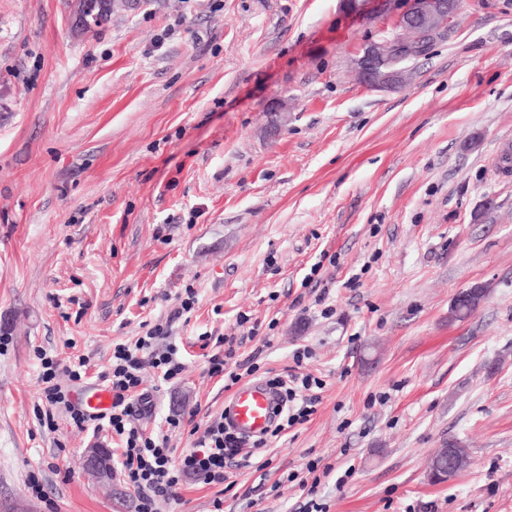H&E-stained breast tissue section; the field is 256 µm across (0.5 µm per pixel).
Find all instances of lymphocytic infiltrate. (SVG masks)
<instances>
[{
    "instance_id": "f902f5d3",
    "label": "lymphocytic infiltrate",
    "mask_w": 512,
    "mask_h": 512,
    "mask_svg": "<svg viewBox=\"0 0 512 512\" xmlns=\"http://www.w3.org/2000/svg\"><path fill=\"white\" fill-rule=\"evenodd\" d=\"M177 301L170 321L147 327L134 344L113 346L110 364L97 374L98 380L112 392V406L98 417H91L81 405L72 403L69 394L70 385L87 378L88 359L73 355L61 361L43 350L36 353L41 368V396L37 406L40 425L55 428V412L62 409L76 428H86L93 422L116 436L120 472L136 495L137 512H153L160 499L181 502L179 490L185 477L194 476L205 484L220 487L227 480V466L253 465L260 471L265 468L264 463H253L251 453L245 450L246 440L226 430L222 420L216 419L202 426L196 424L197 413L192 410L169 418L163 430L155 431L138 424V417L152 409L151 397L142 386L145 368H153L165 382L179 379L185 369L180 350L170 343L169 336L173 321L194 310L198 293L193 287H186L178 294ZM200 340L206 351L207 375L223 380L225 389H232L243 375L257 373L254 360L240 359V344L236 338L205 333ZM266 384L282 398V406L277 412L279 421L271 431L275 438L310 421L321 401L320 391L325 386L323 379L316 376L294 373L274 376L267 379ZM183 429L193 435V445L178 453L170 446L171 435ZM305 470L302 476L288 473L286 479L298 482L306 491L309 497L307 512H323L315 500L323 478L335 476L337 486L342 487L353 475L349 468L341 475H333L331 466L321 465L316 459L309 460Z\"/></svg>"
}]
</instances>
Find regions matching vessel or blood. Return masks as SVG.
Listing matches in <instances>:
<instances>
[{
	"label": "vessel or blood",
	"instance_id": "obj_1",
	"mask_svg": "<svg viewBox=\"0 0 512 512\" xmlns=\"http://www.w3.org/2000/svg\"><path fill=\"white\" fill-rule=\"evenodd\" d=\"M277 400L260 381L240 384L224 400L225 425L246 438L265 434L270 428Z\"/></svg>",
	"mask_w": 512,
	"mask_h": 512
}]
</instances>
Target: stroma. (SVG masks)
<instances>
[{"mask_svg":"<svg viewBox=\"0 0 512 512\" xmlns=\"http://www.w3.org/2000/svg\"><path fill=\"white\" fill-rule=\"evenodd\" d=\"M77 3L0 0V512H136L120 475L104 487L80 466L109 433L39 426L35 352L101 371L188 285L198 302L172 334L186 369L171 384L145 371L147 427L222 413L205 332L276 373L309 346L302 370L326 387L309 423L259 451L266 475L229 467L222 494L187 479L156 512L219 496L224 512H301L285 477L312 458L354 467L344 487L323 479L325 512H512V172L494 167L512 150V0H461L390 91L353 61L394 13L128 0L86 31ZM474 285L478 310L451 318ZM452 441L467 466L429 482ZM33 472L46 500L27 493Z\"/></svg>","mask_w":512,"mask_h":512,"instance_id":"1","label":"stroma"}]
</instances>
